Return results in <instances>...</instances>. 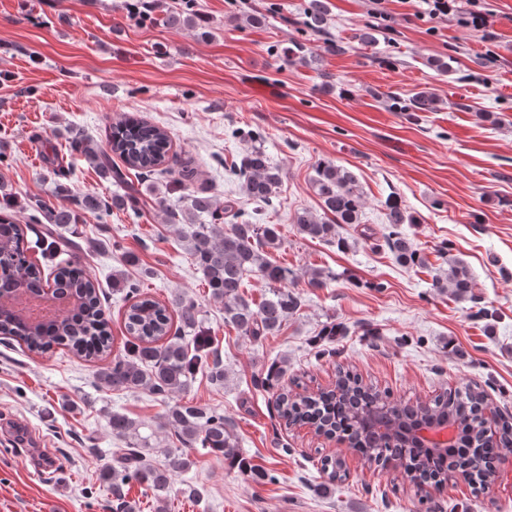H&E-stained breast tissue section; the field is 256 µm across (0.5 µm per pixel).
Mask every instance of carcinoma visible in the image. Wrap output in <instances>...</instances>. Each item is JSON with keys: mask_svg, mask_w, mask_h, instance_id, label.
<instances>
[{"mask_svg": "<svg viewBox=\"0 0 512 512\" xmlns=\"http://www.w3.org/2000/svg\"><path fill=\"white\" fill-rule=\"evenodd\" d=\"M326 21L325 0H308L304 26L319 33ZM437 108L438 100L424 91L415 94L408 105L413 112H433ZM71 147L104 178L124 185L125 190L112 197L110 205L93 193L82 195L73 208L55 207L45 201L38 203L32 215V220L40 225L38 229L29 224H16L10 213L0 211V288L16 284L25 290L50 283L55 292L75 293L80 298L73 313L46 328L27 324L12 309L0 304V334L34 354L65 346L81 358L102 361L99 380L112 390H145L172 398L187 390L200 372L206 373L213 384L223 385L224 363L213 336L202 326L197 303L182 294L167 302L159 301L139 284L128 282L123 274L112 276V288L125 292L126 300L130 301L124 312V327L132 341L122 353L111 355L113 338L102 308L100 286L80 261V254L90 253L94 245L58 234L59 228L79 223L87 213L104 219L112 206L139 217L146 201L140 189L128 180V171L144 178L165 170L172 174L174 184L186 188L193 173L170 168L167 131L126 116L112 125L106 145L75 136ZM114 155L120 158L123 167L114 163ZM42 158L58 177L56 194H67L65 173L56 165V146L45 145ZM239 176L246 196L273 202L281 175L269 165L261 145L253 146L242 159ZM313 188L324 212L332 218L323 221L302 210L293 214L291 223L305 237L345 246L336 227L360 223L364 207L356 178L333 162L322 160L316 168ZM184 199L187 220L176 225L177 236L194 257L211 295L224 303V323L255 339L275 334L288 315L301 305L299 295L292 290L294 271L269 255L281 243L277 225L237 222L242 212L233 199L220 203L212 196L194 191ZM386 209L387 224L391 227L386 241L396 261L403 266L425 265L412 240L398 230L401 224L415 223V218L396 199L388 201ZM225 213L234 219L227 228L222 222ZM30 233L35 236L33 242L27 239ZM34 247L43 260L55 262L50 282L42 266L28 255ZM250 274L268 286V294L257 305L240 292L245 277ZM432 287L447 288L459 299L470 298L473 277L462 261L453 259L448 261L446 272L435 276ZM284 374L285 368L276 362L264 365L256 383L271 393L278 388ZM276 406L279 417L288 425H311L318 433L346 442L368 462L401 471L419 490L428 483L439 490L448 483V478L463 474L473 490L484 491L494 481L492 463L512 452V418L501 417L499 431L486 434L483 412L489 409V404L476 383L449 392L444 390L427 402L394 399L363 383L359 374L340 366L336 372V390L315 395L280 392ZM442 422L456 428L454 442L446 448L416 445L411 430L420 425L437 427ZM110 428L113 435L126 442L119 466L103 472L112 490V512H129L125 488L132 482L152 491L158 501H165L170 480L192 466L190 451L196 448L222 453L226 459L240 456L238 437L224 413L190 402L175 401L168 405L159 429L177 434L182 449L168 452L159 466L147 460L154 433L146 432L144 424L114 413ZM321 471L327 475V488L346 477L343 462L336 457H323Z\"/></svg>", "mask_w": 512, "mask_h": 512, "instance_id": "carcinoma-1", "label": "carcinoma"}]
</instances>
